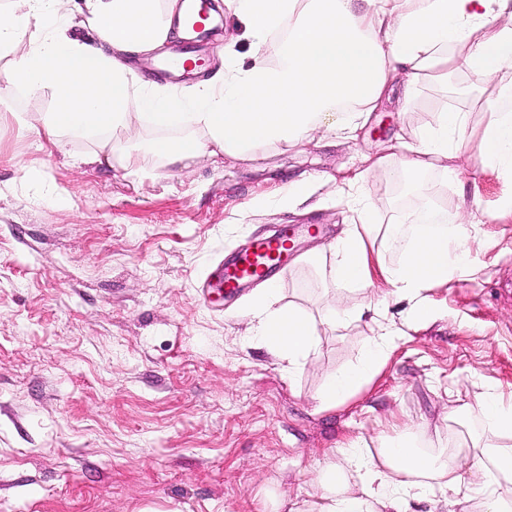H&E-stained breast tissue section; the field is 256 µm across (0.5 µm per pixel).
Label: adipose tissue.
Returning <instances> with one entry per match:
<instances>
[{
	"instance_id": "ef3b65f1",
	"label": "adipose tissue",
	"mask_w": 512,
	"mask_h": 512,
	"mask_svg": "<svg viewBox=\"0 0 512 512\" xmlns=\"http://www.w3.org/2000/svg\"><path fill=\"white\" fill-rule=\"evenodd\" d=\"M61 3L0 6V54L12 59L0 80L14 91L49 95L54 109L41 119L46 139L65 133L93 140L96 160L137 172L138 158L126 144L142 126L162 130L150 149L170 165L203 155L252 159L266 146H295L339 128L353 135L365 113L406 109L423 79L465 72L485 87L473 99L486 116L480 128L470 129L468 113L437 112L415 143L398 139L383 154L362 156L347 183L382 172L417 186L435 168L456 179L465 143L478 165L512 180V0H232L253 47L251 63L234 62L233 50L225 49L222 73L177 93L139 83L126 58L163 46L182 0H85L89 41L70 33ZM32 20L42 29L36 39L27 34ZM356 213L329 245L332 283L369 282L368 242L383 233L403 255L380 273L392 296L407 301L405 323L432 322L427 290L469 270L470 212L460 203L443 214L428 200L384 230L374 200L359 201ZM279 294L273 284L254 293L251 333L292 369L315 352L318 324L345 326L372 310L333 298L316 318L280 304ZM376 324L361 360L326 376L318 410L336 408L384 365L403 331L381 316ZM475 411L496 442L475 444L468 474L408 441L377 438L372 454L363 438L348 437L338 446L341 462L324 465L320 491L305 512H409L411 501L431 498L438 483L444 497L431 512H451L465 489L479 493L475 512H512V401L491 391Z\"/></svg>"
}]
</instances>
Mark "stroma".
I'll list each match as a JSON object with an SVG mask.
<instances>
[{
	"instance_id": "35a3bbf8",
	"label": "stroma",
	"mask_w": 512,
	"mask_h": 512,
	"mask_svg": "<svg viewBox=\"0 0 512 512\" xmlns=\"http://www.w3.org/2000/svg\"><path fill=\"white\" fill-rule=\"evenodd\" d=\"M222 31L195 49L196 76L224 67L222 46L247 56L240 18L222 5ZM480 82L459 74L424 82L403 112H371L356 137L291 147L258 160L204 156L177 167L149 150L158 132L128 143L141 155L131 174L91 162L88 139L38 133L46 95L0 83V512H286L282 500L315 494L321 466L349 436L368 441L396 426L432 456L470 464L471 443H494L478 415L449 419L451 399L474 405L485 392L512 397V215L500 203L512 182L463 167L458 181L427 172L420 187L377 175L348 197L336 179L395 137L413 141L434 113H481ZM329 177L303 204L255 208L288 180ZM432 197L448 211L466 200L478 231L475 277L430 288L437 317L407 329L374 381L343 404L317 411L330 372L359 360L371 317L344 329L318 326L306 364L283 362L248 334L247 296L203 298L216 264L283 224H318L298 254L322 248L354 217V200L378 203V222ZM282 303L319 315L331 296L386 304L380 275L335 289L322 264L280 274Z\"/></svg>"
}]
</instances>
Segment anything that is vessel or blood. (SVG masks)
Here are the masks:
<instances>
[{"instance_id": "vessel-or-blood-1", "label": "vessel or blood", "mask_w": 512, "mask_h": 512, "mask_svg": "<svg viewBox=\"0 0 512 512\" xmlns=\"http://www.w3.org/2000/svg\"><path fill=\"white\" fill-rule=\"evenodd\" d=\"M191 53L190 39H182L173 58L160 63V70L169 72L177 68L193 69ZM297 235L296 227L285 225L276 234L253 241L233 261L215 270L210 281L211 287L223 289L225 298L231 299L252 284L271 280L289 262L295 260L293 241Z\"/></svg>"}]
</instances>
